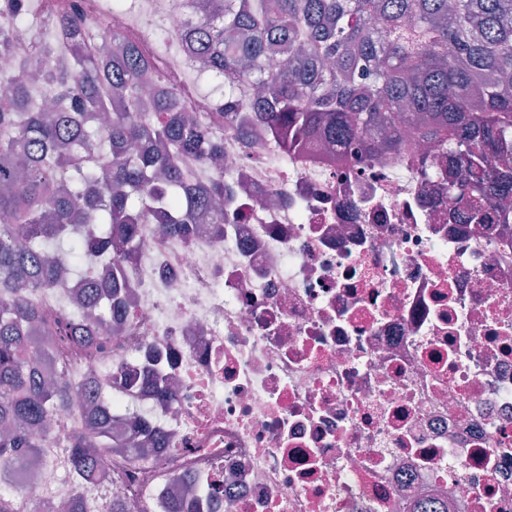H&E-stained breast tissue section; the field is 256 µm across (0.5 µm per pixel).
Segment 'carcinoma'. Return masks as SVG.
Returning a JSON list of instances; mask_svg holds the SVG:
<instances>
[{
  "instance_id": "cac0c4a2",
  "label": "carcinoma",
  "mask_w": 512,
  "mask_h": 512,
  "mask_svg": "<svg viewBox=\"0 0 512 512\" xmlns=\"http://www.w3.org/2000/svg\"><path fill=\"white\" fill-rule=\"evenodd\" d=\"M179 42L224 78V126L264 125L272 158L323 165L324 141H365L361 156L401 151V128L448 150L466 178L448 194L477 224H507L495 205L512 192V0H183ZM45 28L68 57L33 40L0 83V464L26 466L62 409L79 421L65 450L78 495L112 474V410L85 402L71 372L106 346L88 310L126 312L122 265L139 225L156 214L186 233L192 212L224 223V176L185 180L180 161L220 170L224 137L182 111L178 88L155 85L124 37L90 32L78 9L36 14L0 0V53L17 32ZM282 54L276 66L264 61ZM40 89L72 104L43 110ZM108 265L106 279L91 264ZM40 336L54 337L42 343Z\"/></svg>"
}]
</instances>
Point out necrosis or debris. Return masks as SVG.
Returning <instances> with one entry per match:
<instances>
[{
    "label": "necrosis or debris",
    "mask_w": 512,
    "mask_h": 512,
    "mask_svg": "<svg viewBox=\"0 0 512 512\" xmlns=\"http://www.w3.org/2000/svg\"><path fill=\"white\" fill-rule=\"evenodd\" d=\"M154 63L151 33L104 0H77ZM405 152L328 168L270 160V139L224 134L223 224L190 237L143 225L127 262V312L92 361L121 446L85 512H512V223L464 220L443 148L404 130ZM428 160L430 177L410 165ZM154 364L159 390L129 385ZM72 434L57 412L38 483L17 512L69 476L52 460Z\"/></svg>",
    "instance_id": "4bbe7bcc"
}]
</instances>
